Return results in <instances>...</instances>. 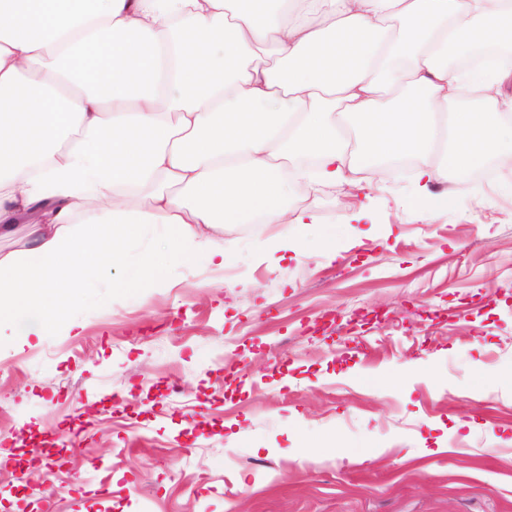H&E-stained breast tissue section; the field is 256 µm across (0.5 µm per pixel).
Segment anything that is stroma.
Listing matches in <instances>:
<instances>
[{"instance_id":"obj_1","label":"stroma","mask_w":512,"mask_h":512,"mask_svg":"<svg viewBox=\"0 0 512 512\" xmlns=\"http://www.w3.org/2000/svg\"><path fill=\"white\" fill-rule=\"evenodd\" d=\"M474 176L435 215L407 163L292 192L304 237L233 224L225 266L113 291L136 247L80 329L0 336V451L66 450L51 496L0 467V512H512V168Z\"/></svg>"}]
</instances>
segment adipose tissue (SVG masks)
I'll list each match as a JSON object with an SVG mask.
<instances>
[{"instance_id": "1", "label": "adipose tissue", "mask_w": 512, "mask_h": 512, "mask_svg": "<svg viewBox=\"0 0 512 512\" xmlns=\"http://www.w3.org/2000/svg\"><path fill=\"white\" fill-rule=\"evenodd\" d=\"M489 44L512 46V0H0V232L32 235L22 265L0 257V335L63 322L64 288L101 303V269L149 228L162 242L113 289L224 256L229 224L305 232L295 187L512 156V60L448 62Z\"/></svg>"}]
</instances>
